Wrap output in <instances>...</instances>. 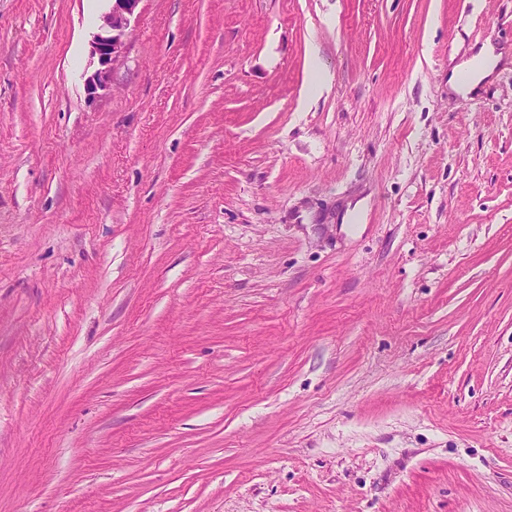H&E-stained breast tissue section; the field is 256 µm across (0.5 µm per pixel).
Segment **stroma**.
Instances as JSON below:
<instances>
[{
  "mask_svg": "<svg viewBox=\"0 0 512 512\" xmlns=\"http://www.w3.org/2000/svg\"><path fill=\"white\" fill-rule=\"evenodd\" d=\"M108 7L0 0V512H512V0ZM112 2L109 10L100 18L98 32L90 45L92 58L97 59L98 68L88 78L86 89L90 100L99 96V91L109 87L112 70L123 57L126 49V37L131 18L140 0H108ZM502 57L503 54L501 52L496 53L495 48L490 43L482 45L471 58L452 69L448 75V87L456 93L467 94L472 92L480 82L493 74ZM463 71L471 73L470 80L467 83H462L459 79V75Z\"/></svg>",
  "mask_w": 512,
  "mask_h": 512,
  "instance_id": "stroma-1",
  "label": "stroma"
}]
</instances>
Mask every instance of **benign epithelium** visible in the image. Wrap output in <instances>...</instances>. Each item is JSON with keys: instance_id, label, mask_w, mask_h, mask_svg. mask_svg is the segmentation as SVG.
Here are the masks:
<instances>
[{"instance_id": "obj_1", "label": "benign epithelium", "mask_w": 512, "mask_h": 512, "mask_svg": "<svg viewBox=\"0 0 512 512\" xmlns=\"http://www.w3.org/2000/svg\"><path fill=\"white\" fill-rule=\"evenodd\" d=\"M112 5L100 18L98 32L90 45L91 57L97 59L98 68L88 78L86 89L91 100L109 87L112 70L123 57L131 18L140 0H111Z\"/></svg>"}]
</instances>
